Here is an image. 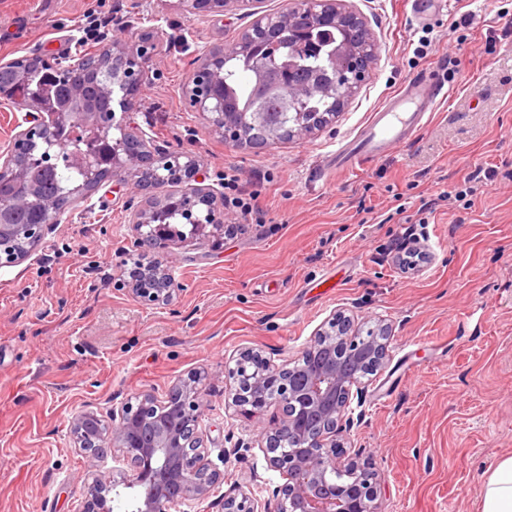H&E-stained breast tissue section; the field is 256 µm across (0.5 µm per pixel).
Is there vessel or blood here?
Wrapping results in <instances>:
<instances>
[{
  "mask_svg": "<svg viewBox=\"0 0 512 512\" xmlns=\"http://www.w3.org/2000/svg\"><path fill=\"white\" fill-rule=\"evenodd\" d=\"M410 2L415 20L421 23L431 22L447 7V0ZM447 94L443 69L421 72L407 90L389 96L358 134L330 155L329 167L339 172L352 171L385 156L390 148L420 131Z\"/></svg>",
  "mask_w": 512,
  "mask_h": 512,
  "instance_id": "1",
  "label": "vessel or blood"
}]
</instances>
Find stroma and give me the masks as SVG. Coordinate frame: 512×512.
I'll list each match as a JSON object with an SVG mask.
<instances>
[{"label":"stroma","instance_id":"1","mask_svg":"<svg viewBox=\"0 0 512 512\" xmlns=\"http://www.w3.org/2000/svg\"><path fill=\"white\" fill-rule=\"evenodd\" d=\"M177 0H0V61L71 64L120 42L154 47L126 119L159 151L196 158L199 186L224 171L262 208L203 244H137L146 193L134 174L67 207L15 263L0 265V512H79L85 458L70 423L200 376L211 458L236 448L224 480L188 512H221L226 491L264 501L283 484L257 418L229 406L224 372L262 350L297 360L334 313L389 323L385 367L365 377L354 443L381 477V512H480L493 465L512 455V0H448L425 26L407 0H348L379 44L370 79L326 127L261 151L226 143L185 87L205 54L251 19L186 17ZM471 13V27L458 24ZM455 53L450 94L407 143L363 169H328L387 97ZM495 182H487L488 169ZM475 194L456 198L464 178ZM413 232L424 262L393 240ZM163 260L181 286L165 304L127 291L130 260Z\"/></svg>","mask_w":512,"mask_h":512}]
</instances>
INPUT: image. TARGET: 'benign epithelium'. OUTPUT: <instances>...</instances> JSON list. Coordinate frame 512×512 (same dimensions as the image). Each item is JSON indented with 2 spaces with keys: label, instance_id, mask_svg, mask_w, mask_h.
<instances>
[{
  "label": "benign epithelium",
  "instance_id": "1",
  "mask_svg": "<svg viewBox=\"0 0 512 512\" xmlns=\"http://www.w3.org/2000/svg\"><path fill=\"white\" fill-rule=\"evenodd\" d=\"M253 0H179L182 11L190 16L216 12L247 10ZM313 22L321 26L359 28V45L346 44L336 50L331 69L346 89L336 91V111H341L350 96L371 76L378 56V44L362 17L345 7V0H311ZM285 14H258L241 30L236 44L241 47L260 40L279 38ZM27 110L26 135L46 125L39 107L22 102ZM224 123V139L237 142L242 130L255 123L271 121L267 114L235 112L230 119L219 112ZM145 139L137 134L113 144L112 180L125 179L122 172L135 167L138 173L145 161L132 149ZM157 212L151 204L133 217L140 234L139 242L153 244L159 233L142 234L148 212ZM174 275L163 263H156L130 274L128 291L141 302L167 303L176 289ZM389 327L366 338L344 314L332 317L329 329L318 331L293 366H275L260 350H246L239 361L257 362L256 369L242 377L234 369L227 371L228 398L239 408L261 416L275 405L279 416L272 425L259 424V441L271 468L279 471L285 482L272 490L273 508L259 506L246 493L224 495V512H379V480L360 453H348L355 426L352 400L362 399L365 388L360 372L340 366L347 356L356 354L361 364L374 370L385 366ZM199 379L174 383L163 400L143 395L138 406L125 405L112 411L109 424L96 414L76 415L70 425L73 448L84 456L87 474L83 484L82 512H111L113 495L128 494L133 512H171L184 502L207 499L214 487L224 480V472L208 460V449L200 422L206 409L199 392ZM110 448L133 467L109 477L95 473L101 449Z\"/></svg>",
  "mask_w": 512,
  "mask_h": 512
}]
</instances>
